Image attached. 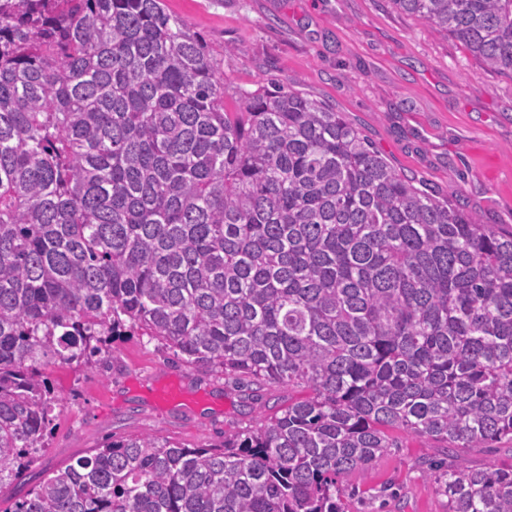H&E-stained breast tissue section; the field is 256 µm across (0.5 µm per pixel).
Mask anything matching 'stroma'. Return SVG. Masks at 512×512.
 I'll use <instances>...</instances> for the list:
<instances>
[{
	"mask_svg": "<svg viewBox=\"0 0 512 512\" xmlns=\"http://www.w3.org/2000/svg\"><path fill=\"white\" fill-rule=\"evenodd\" d=\"M219 60L230 91L276 83L342 112L404 175L461 192L469 211L512 229V73L489 70L391 0H166ZM61 399L46 449L0 500L44 473L135 431L189 448L216 442L303 397L185 367L146 336L112 345L108 363L51 365ZM345 481L348 512H447L422 461L436 442L399 433Z\"/></svg>",
	"mask_w": 512,
	"mask_h": 512,
	"instance_id": "35a3bbf8",
	"label": "stroma"
}]
</instances>
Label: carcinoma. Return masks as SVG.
Segmentation results:
<instances>
[{"mask_svg": "<svg viewBox=\"0 0 512 512\" xmlns=\"http://www.w3.org/2000/svg\"><path fill=\"white\" fill-rule=\"evenodd\" d=\"M512 72V0H391ZM164 0H0V486L45 450L48 363L137 331L308 396L205 447L130 434L0 512H345L395 430L448 512H512V229L337 112L235 93ZM497 448H468L466 458L472 466H483L487 463L509 466L512 463V443L503 441L494 445Z\"/></svg>", "mask_w": 512, "mask_h": 512, "instance_id": "carcinoma-1", "label": "carcinoma"}]
</instances>
